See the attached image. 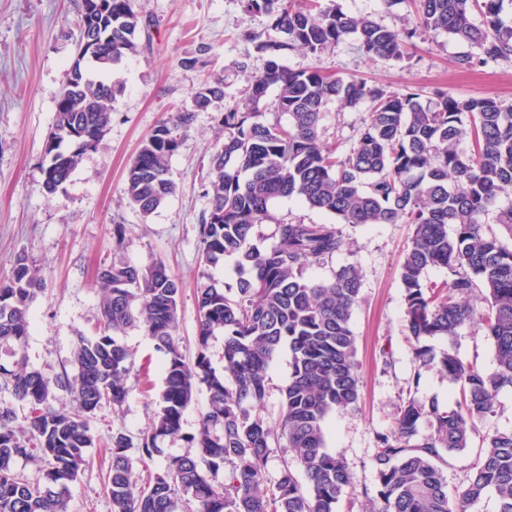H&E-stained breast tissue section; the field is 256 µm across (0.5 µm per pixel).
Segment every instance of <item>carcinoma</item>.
I'll use <instances>...</instances> for the list:
<instances>
[{
    "label": "carcinoma",
    "instance_id": "carcinoma-1",
    "mask_svg": "<svg viewBox=\"0 0 512 512\" xmlns=\"http://www.w3.org/2000/svg\"><path fill=\"white\" fill-rule=\"evenodd\" d=\"M424 27L476 45L458 66L469 69L512 53V17L503 0H410ZM244 8L268 18V35L255 48L268 56L265 72L245 93V111L224 113V141L210 158V206L202 216L200 265L206 269L238 257L236 286L209 275L197 284L194 356L186 357L175 335L182 283L156 259L141 267L102 263L97 271L99 324L73 349L74 375L54 377L28 368L30 308L42 292L37 268L18 255L0 283V348L12 364L0 363V378L28 416L17 423L12 407L0 405V512H68V485L77 480L87 451H109L104 489L112 512H336L354 476L326 450L328 415L356 408L359 376L351 318L360 301L361 273L340 267L318 282L308 271L344 247L333 223L276 225L268 247L254 239L269 206L296 198L336 217L341 224H410L400 282L414 338L411 394L395 425L376 435L372 457L374 494L370 512H469L486 496L498 512H512V432L494 431L482 446L466 483L451 486L445 456L469 447L472 434L494 412L499 393L512 387V105L493 98L458 100L445 91L423 104L412 91H388L362 80H345L318 69L280 65L285 50L312 54L356 37L364 53L399 60L416 29L392 31L368 16H352L322 0H243ZM479 13L482 24L472 22ZM75 62L66 73L45 152L43 191L55 193L77 167L82 152L98 146L112 123L113 103L123 87L97 76L136 50L140 20L134 0H82ZM277 89L275 111L288 123L266 121L260 103ZM224 98V80L204 83L193 96L195 110ZM371 104L349 149L321 139L327 106ZM194 110H180L157 127L131 161L125 178L128 204L153 213L176 192L169 163ZM432 268L448 280L428 284ZM484 292L487 308L470 304ZM476 321L496 352L488 372L464 361L455 348L436 354L427 341L451 338ZM140 328L164 363L158 408L138 447L117 429L98 438L91 422L103 402L120 409L128 396L133 354L122 342ZM224 334V366L213 367L210 340ZM292 372L281 389L275 424L264 415L267 369L283 346ZM436 370L459 391L447 410L413 397L424 375ZM208 408L197 429L183 431V415L199 387ZM70 396L54 407V390ZM427 422V431L420 425ZM181 440L193 452L170 455L163 468L141 482L137 464ZM137 454H132V449ZM281 466L271 472L274 449ZM38 459L42 476L17 470L19 459ZM305 474L300 482L293 464Z\"/></svg>",
    "mask_w": 512,
    "mask_h": 512
}]
</instances>
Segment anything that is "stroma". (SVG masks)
I'll use <instances>...</instances> for the list:
<instances>
[{
    "label": "stroma",
    "instance_id": "1",
    "mask_svg": "<svg viewBox=\"0 0 512 512\" xmlns=\"http://www.w3.org/2000/svg\"><path fill=\"white\" fill-rule=\"evenodd\" d=\"M349 15H366L399 31L416 28L407 55L399 60L367 56L350 37L318 54L284 51L281 65L315 68L343 79H358L391 91L415 90L422 102L436 91L458 99L492 97L512 104V55L465 71L460 56L478 49L461 38L420 27L407 0H335ZM81 0H0V280L10 274L18 254L35 265L43 290L31 307L32 329L26 354L30 368L52 376L73 371L78 336L92 335L98 320L96 268L111 260L113 228L125 227L122 259L138 266L163 259L183 283L176 335L193 353L197 309L195 288L201 269L200 219L209 208L206 194L209 155L224 138L218 117L240 106L244 91L266 69V55L255 44L267 34V19L246 13L241 0H135L146 25L134 53L114 68L113 83L123 92L114 102L112 124L101 144L86 151L68 181L53 195L42 190L46 135L53 123L65 69L76 57ZM221 76L224 99L196 113L170 161L177 190L144 216L125 197V172L145 140L170 114L193 106L205 79ZM369 111L329 105L323 137L347 150ZM271 218L255 229L257 243L274 241L279 222L326 221V214L291 199L275 200ZM345 245L332 260L309 275L331 280L348 263L362 274L361 300L352 315L359 365L358 410L339 409L327 420L326 446L344 458L356 487L337 505L338 512H366L363 488L373 486L371 465L377 433L389 429L413 371L412 346L400 284V264L410 243L407 224L341 227ZM134 354L129 393L122 409L102 405L92 427L104 435L118 428L131 436L146 430L163 384L162 359L141 329L123 338ZM434 349L454 346L460 357L493 369L495 351L476 324L460 328L451 340L435 339ZM512 431V390L502 391L494 414L479 424L469 448L448 454L449 484L462 483L482 438ZM109 457L104 448L88 451V461L69 486L70 512H112L104 490Z\"/></svg>",
    "mask_w": 512,
    "mask_h": 512
}]
</instances>
